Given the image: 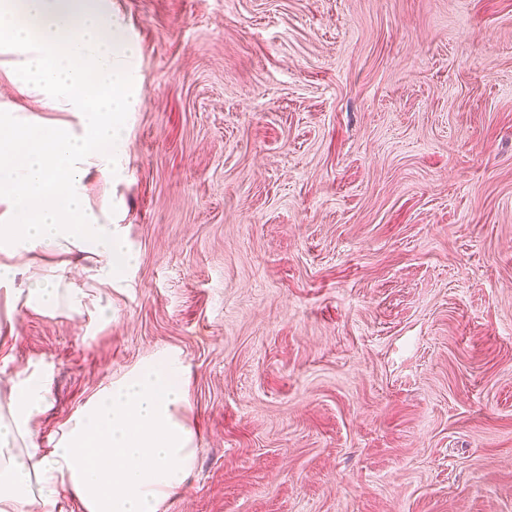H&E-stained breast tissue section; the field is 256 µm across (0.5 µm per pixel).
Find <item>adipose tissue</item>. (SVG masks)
<instances>
[{"label":"adipose tissue","mask_w":512,"mask_h":512,"mask_svg":"<svg viewBox=\"0 0 512 512\" xmlns=\"http://www.w3.org/2000/svg\"><path fill=\"white\" fill-rule=\"evenodd\" d=\"M0 49L11 53L12 82L40 95L62 122L0 109V286L9 313L67 309L87 314L67 262L36 267L26 294L11 285L19 257L89 247L102 283L132 263L109 214L89 203L83 179L97 168L128 178L131 112L141 96L137 47L108 0H0ZM52 373L11 381L0 412V512H61L70 490L86 512H158L195 464V432L181 417L186 368L174 354L140 365L65 423L52 448L34 425L49 408Z\"/></svg>","instance_id":"1"}]
</instances>
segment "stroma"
I'll list each match as a JSON object with an SVG mask.
<instances>
[{
  "label": "stroma",
  "mask_w": 512,
  "mask_h": 512,
  "mask_svg": "<svg viewBox=\"0 0 512 512\" xmlns=\"http://www.w3.org/2000/svg\"><path fill=\"white\" fill-rule=\"evenodd\" d=\"M139 45L112 307L6 313L41 447L171 351L196 461L159 512H512V0H109ZM0 52V107L19 93Z\"/></svg>",
  "instance_id": "obj_1"
}]
</instances>
